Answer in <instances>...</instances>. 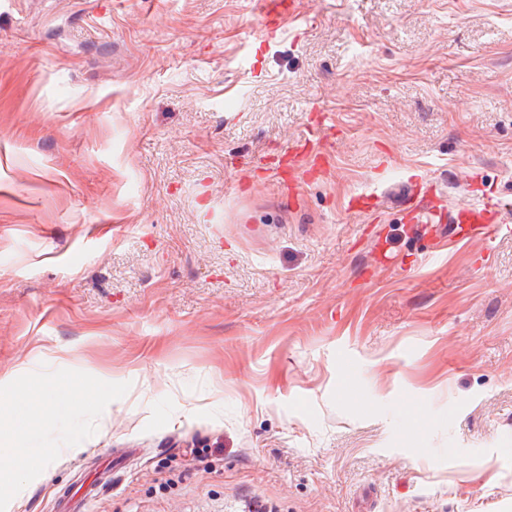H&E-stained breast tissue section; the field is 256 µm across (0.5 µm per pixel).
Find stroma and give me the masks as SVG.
<instances>
[{"instance_id":"35a3bbf8","label":"stroma","mask_w":512,"mask_h":512,"mask_svg":"<svg viewBox=\"0 0 512 512\" xmlns=\"http://www.w3.org/2000/svg\"><path fill=\"white\" fill-rule=\"evenodd\" d=\"M258 2L0 0V512H512V0ZM451 224H468L465 229L459 230L458 239L486 241L498 232V210L490 205L478 211L470 208L458 209L448 214ZM55 385L36 384L28 392L25 401L27 422L42 430L52 427L55 407L50 399ZM7 414H11V410L0 407L1 483L4 487L20 490L24 484L25 473L33 468L23 456L16 454L15 447H11L9 440L14 429V422L11 418L4 417ZM102 483H88L85 484L84 482L80 484L79 491L82 490V493L80 497L75 500V495L70 496H62L59 502V508L62 510V512H73L74 510L81 509L86 501L93 499L98 494L99 486ZM77 492V493H78Z\"/></svg>"}]
</instances>
